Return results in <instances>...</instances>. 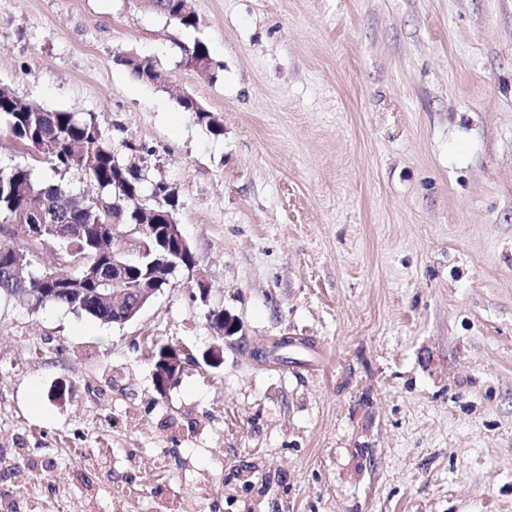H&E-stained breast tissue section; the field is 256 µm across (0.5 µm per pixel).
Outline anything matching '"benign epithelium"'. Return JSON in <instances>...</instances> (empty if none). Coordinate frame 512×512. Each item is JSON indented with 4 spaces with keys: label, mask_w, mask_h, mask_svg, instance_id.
I'll use <instances>...</instances> for the list:
<instances>
[{
    "label": "benign epithelium",
    "mask_w": 512,
    "mask_h": 512,
    "mask_svg": "<svg viewBox=\"0 0 512 512\" xmlns=\"http://www.w3.org/2000/svg\"><path fill=\"white\" fill-rule=\"evenodd\" d=\"M126 225H112V238L127 239L128 247L122 257L112 259V277L100 281L93 289L100 298L112 300V324L124 325L134 320L154 301L182 268V254L190 251L181 225L168 224L159 230L154 224H136L131 232ZM210 327L216 336L227 340L241 331L238 319L224 311L209 312ZM186 365L184 349L169 344L154 363L157 388L166 390L183 372Z\"/></svg>",
    "instance_id": "benign-epithelium-1"
}]
</instances>
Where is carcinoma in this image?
Returning <instances> with one entry per match:
<instances>
[{
    "instance_id": "cac0c4a2",
    "label": "carcinoma",
    "mask_w": 512,
    "mask_h": 512,
    "mask_svg": "<svg viewBox=\"0 0 512 512\" xmlns=\"http://www.w3.org/2000/svg\"><path fill=\"white\" fill-rule=\"evenodd\" d=\"M151 6L185 28H198L200 19L191 0H152ZM180 64L216 77V64L205 43L182 47ZM119 63L136 78L149 82L156 73L150 60L124 56ZM179 106L196 116L197 123L214 136L223 133L222 123L212 113L197 108L192 95L179 99ZM0 122L6 124L15 144L26 156L5 169L0 168V225L38 224L44 233L56 224L71 231L62 243L64 259L49 270L54 279L46 283L40 275L39 250L29 251L31 262L15 272L6 256L0 255V296L16 297L33 305L30 290L63 288L80 280L88 271L103 275L112 271V225L136 224L141 202L142 181L135 173L117 167L118 158L110 146L102 124L94 116L80 119L64 110H47L9 91L0 90ZM45 164L53 176L39 179L35 167ZM76 172L92 182V195L75 194L65 178ZM157 207L153 200L146 205ZM104 322H112V307H103L88 298L73 307Z\"/></svg>"
}]
</instances>
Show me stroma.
I'll list each match as a JSON object with an SVG mask.
<instances>
[{
	"label": "stroma",
	"instance_id": "35a3bbf8",
	"mask_svg": "<svg viewBox=\"0 0 512 512\" xmlns=\"http://www.w3.org/2000/svg\"><path fill=\"white\" fill-rule=\"evenodd\" d=\"M194 8L0 0V87L148 147L212 285L181 270L122 326L0 298V494L24 448L59 512L99 453L130 512H512V0ZM198 40L217 78L180 67ZM166 344L191 361L161 393ZM149 3L152 7L161 9V13L166 15L170 20L175 21L185 28L197 29L200 19L193 9L191 0H151ZM119 63L127 68L136 78L143 82H149L154 73L157 71L155 66L150 62L149 59H138L133 56H124L119 59ZM179 106L186 112H194L197 123L203 127L207 132L214 136L221 135L223 133L222 123L208 110H201L196 107L195 101L192 95L187 94L179 99ZM209 112V113H200ZM214 117V118H213ZM208 319L215 335L225 341L238 334L242 328L238 319L224 310H212Z\"/></svg>",
	"mask_w": 512,
	"mask_h": 512
}]
</instances>
